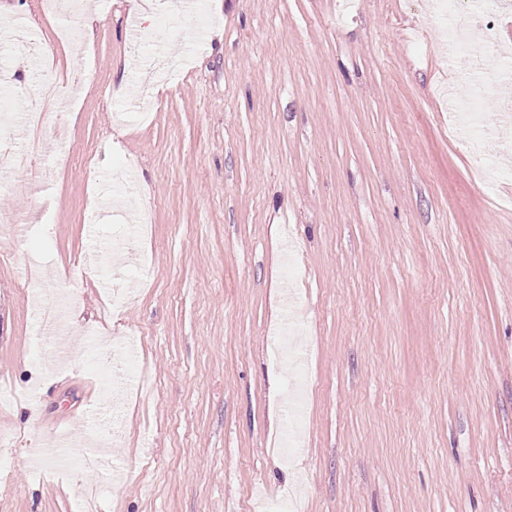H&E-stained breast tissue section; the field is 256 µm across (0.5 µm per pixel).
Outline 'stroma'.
<instances>
[{"mask_svg":"<svg viewBox=\"0 0 512 512\" xmlns=\"http://www.w3.org/2000/svg\"><path fill=\"white\" fill-rule=\"evenodd\" d=\"M7 2L34 41L0 57V146L39 163L0 177V382L41 414L0 408V512H74L80 472L41 480L31 451L62 431L94 450L90 333L134 338L138 363L98 512H257L299 483L297 512H512V179L475 176L512 167V132L476 151L456 134L469 59H448L435 0H205L201 20L176 0ZM44 77L63 102L36 128ZM129 162L136 181L108 187ZM141 222L150 263L112 269L133 298L105 316L86 228ZM33 294L74 299L65 364L32 356ZM290 294L309 377L291 458L272 352Z\"/></svg>","mask_w":512,"mask_h":512,"instance_id":"stroma-1","label":"stroma"}]
</instances>
